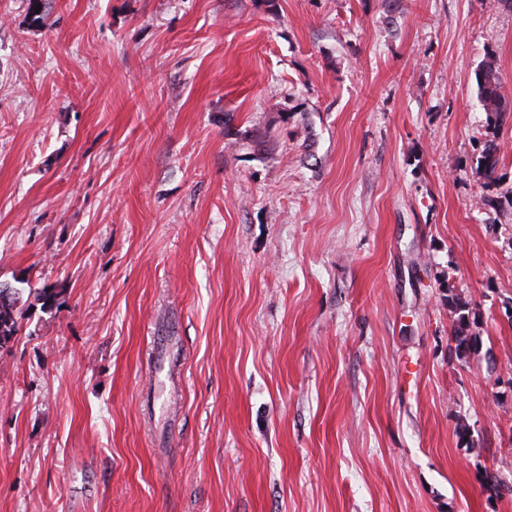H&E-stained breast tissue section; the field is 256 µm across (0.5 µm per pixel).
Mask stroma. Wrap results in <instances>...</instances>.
I'll list each match as a JSON object with an SVG mask.
<instances>
[{"label":"stroma","mask_w":512,"mask_h":512,"mask_svg":"<svg viewBox=\"0 0 512 512\" xmlns=\"http://www.w3.org/2000/svg\"><path fill=\"white\" fill-rule=\"evenodd\" d=\"M43 11L0 0V512H512V10ZM478 99L486 115V123L493 137L499 123L508 111V102L502 93V82L493 55H488L476 74ZM499 162L498 146L495 140L490 139L485 142L480 156L477 158V171L484 179L486 188L495 185L497 177L495 176ZM12 289V294L7 301H3L0 296V349H7L19 332L17 307L23 289L16 287ZM448 307L454 314L453 341L455 343V354L459 359L478 352L481 344V336L474 328H477L478 321L476 313L470 307V303L448 288Z\"/></svg>","instance_id":"stroma-1"}]
</instances>
